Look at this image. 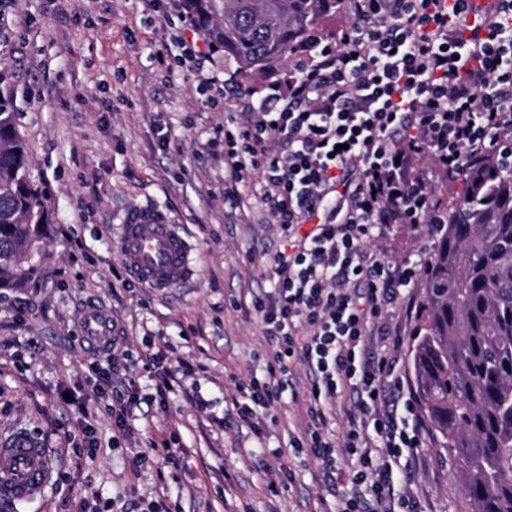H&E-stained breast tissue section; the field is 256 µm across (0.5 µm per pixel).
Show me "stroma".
Here are the masks:
<instances>
[{
  "label": "stroma",
  "mask_w": 512,
  "mask_h": 512,
  "mask_svg": "<svg viewBox=\"0 0 512 512\" xmlns=\"http://www.w3.org/2000/svg\"><path fill=\"white\" fill-rule=\"evenodd\" d=\"M173 0H0V66L13 79L32 172L53 222L17 286L0 288V433L22 426L57 452V473L43 498L0 500V512H134L163 487L169 512H318L316 468L293 461L292 476L266 470L261 450L288 444L305 411L290 397L266 419L263 438L224 426L236 384L264 376L273 348L247 312L252 294L272 288L276 225L261 222L253 187L224 199V129L239 121L237 87L263 97L287 83L290 62L238 74L210 54L182 62L172 42ZM217 74L218 85L204 84ZM156 205L182 224L198 276L160 292L143 288L113 247L124 210ZM435 238L424 224H393L371 248L386 262L426 259ZM417 279L409 297L388 306L396 354L410 376L409 338ZM101 306L128 336L123 351H150L162 365L182 358L205 368L199 411L191 397L146 399L117 430L96 400L105 389L106 356L79 340L85 310ZM73 392L96 409L85 417ZM174 436L184 453L164 466L148 454ZM395 492L422 512H470L446 452L431 437L394 467Z\"/></svg>",
  "instance_id": "1"
}]
</instances>
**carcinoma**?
I'll return each instance as SVG.
<instances>
[{"instance_id":"cac0c4a2","label":"carcinoma","mask_w":512,"mask_h":512,"mask_svg":"<svg viewBox=\"0 0 512 512\" xmlns=\"http://www.w3.org/2000/svg\"><path fill=\"white\" fill-rule=\"evenodd\" d=\"M336 0H184L238 71L284 60ZM0 67V287L22 278L52 214L18 130ZM464 196L443 205L410 337L412 382L436 447L452 461L471 512H512V163L469 162Z\"/></svg>"}]
</instances>
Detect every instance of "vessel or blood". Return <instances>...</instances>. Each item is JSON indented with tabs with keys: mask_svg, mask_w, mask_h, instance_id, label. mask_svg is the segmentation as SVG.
Masks as SVG:
<instances>
[{
	"mask_svg": "<svg viewBox=\"0 0 512 512\" xmlns=\"http://www.w3.org/2000/svg\"><path fill=\"white\" fill-rule=\"evenodd\" d=\"M125 269L145 288L161 291L196 273L194 249L180 224L166 211L154 207L128 209L114 237ZM106 311L89 307L82 338L94 349L112 342ZM55 454L45 440L24 428L0 435V499L31 502L41 498L52 479Z\"/></svg>",
	"mask_w": 512,
	"mask_h": 512,
	"instance_id": "vessel-or-blood-1",
	"label": "vessel or blood"
}]
</instances>
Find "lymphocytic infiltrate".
<instances>
[{"label":"lymphocytic infiltrate","instance_id":"lymphocytic-infiltrate-1","mask_svg":"<svg viewBox=\"0 0 512 512\" xmlns=\"http://www.w3.org/2000/svg\"><path fill=\"white\" fill-rule=\"evenodd\" d=\"M346 24L309 35L287 86L248 99L224 131V194L260 187V204L290 251L270 261L271 291L249 311L273 338L263 378L240 383L231 418L262 435L283 394L307 422L278 462L307 457L336 512H420L395 492L393 458L425 425L393 359L371 355L387 306L416 266L386 263L369 242L391 224H432V180L470 158L512 151V0H345ZM311 224L306 234L301 225ZM308 373L297 388L296 366ZM348 430L329 424L344 392Z\"/></svg>","mask_w":512,"mask_h":512}]
</instances>
